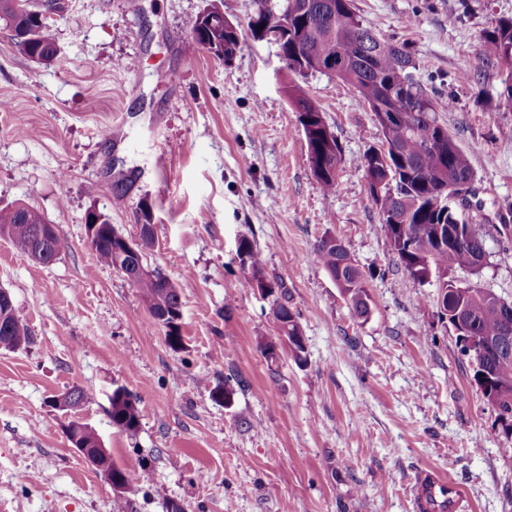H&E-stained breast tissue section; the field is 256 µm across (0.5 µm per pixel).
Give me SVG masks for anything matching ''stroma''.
Returning <instances> with one entry per match:
<instances>
[{
	"label": "stroma",
	"mask_w": 512,
	"mask_h": 512,
	"mask_svg": "<svg viewBox=\"0 0 512 512\" xmlns=\"http://www.w3.org/2000/svg\"><path fill=\"white\" fill-rule=\"evenodd\" d=\"M206 4L142 0L134 14L127 0H68L52 19L59 53L47 67L21 56L0 23V207L32 206L65 242L44 265L0 238V289L34 338L0 350V512H420L426 475L463 487L458 512H512V433L441 319L434 283L398 269L353 166L381 140L372 112L338 79L303 81L342 151L325 194L278 48L248 28L252 0H224L240 31L231 60L183 54ZM354 5L373 32L412 44L417 78L452 94L438 119L471 158L465 217L488 254L479 273L455 276L512 302V239L498 219L512 203V106L481 48L512 0ZM92 214L129 238L155 225L144 262L179 287L180 349L96 258ZM327 235L366 276L367 320L315 258ZM243 236L287 285L307 363L280 342L267 300L242 287ZM75 386L89 396L83 409L52 406ZM217 386L230 402L212 397ZM118 387L140 410L136 435L109 417ZM73 419L150 480L115 495L68 440Z\"/></svg>",
	"instance_id": "obj_1"
}]
</instances>
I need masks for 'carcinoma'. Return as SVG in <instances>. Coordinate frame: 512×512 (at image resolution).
<instances>
[{
  "label": "carcinoma",
  "mask_w": 512,
  "mask_h": 512,
  "mask_svg": "<svg viewBox=\"0 0 512 512\" xmlns=\"http://www.w3.org/2000/svg\"><path fill=\"white\" fill-rule=\"evenodd\" d=\"M254 14L248 26L257 34L261 25L270 28L288 22V31L282 33L278 49L288 55L287 69L295 72V65L341 57L347 64L339 79L349 85L359 98L369 105L374 119L382 130L381 144L394 147L398 154L388 152L373 161L363 154L357 163L362 175L375 170L379 177L390 174L391 186H383L381 194L370 196L379 210L380 232L389 240L400 265L416 282L437 274L439 293L449 299L448 324L465 318L474 336L496 339L512 335V309L501 305L502 298L469 281L452 276L456 269L480 270L477 260L482 257V244H459L440 248L432 233L439 225L448 231L467 228L461 218L463 209L448 202L440 187L448 181L473 183L475 173L470 158L448 133L447 127L437 121L436 113L446 112L452 98L432 96L416 78L415 51L411 44L395 36L384 37L368 28L353 7V0H253ZM0 20L11 31L14 47L23 57L38 63L53 62L58 53L53 29L43 13L40 0H0ZM239 29L224 26L223 0H209L198 32L191 37L192 47L207 50L219 58L233 57L239 48ZM482 50L486 59L506 66L503 96L512 102V18H501L484 31ZM286 93L298 112V123L304 134L308 157L314 175L325 194L336 189V177L341 163V150L336 136L325 122L320 107L308 97L299 84L286 85ZM396 113V119L383 121L381 114ZM399 216L397 224L391 217ZM46 218L36 209L16 203L0 207V233L7 236L17 253L30 258L37 245L39 231ZM113 225L103 221L94 251L97 258L113 269L144 264L146 252L155 244L154 232L142 237L140 248L127 251L114 237ZM239 255L245 257L247 270L242 286L253 291L268 286L266 296L279 335L288 337V347L298 363L307 361L302 326L289 305L288 287L279 280L267 278L263 259L253 243L239 241ZM315 255L341 293L348 294L351 311L358 319L370 314L369 293L364 275L350 258L342 243H332L324 237L315 246ZM147 308L153 324L166 329V338L173 349L182 347V301L178 287L167 276L150 270L134 284ZM31 342L27 325L18 321L10 331L0 330V349L13 351ZM496 362L476 366L477 384H486L485 396L496 406L502 422L512 429V387L498 386L494 375ZM109 414L112 424L128 435L140 427V411L136 402L122 388L112 391ZM103 471L115 480L127 483L145 482L149 470L134 474L117 466L112 458L103 462ZM423 512H447L448 502L432 491V484L423 487Z\"/></svg>",
  "instance_id": "cac0c4a2"
}]
</instances>
